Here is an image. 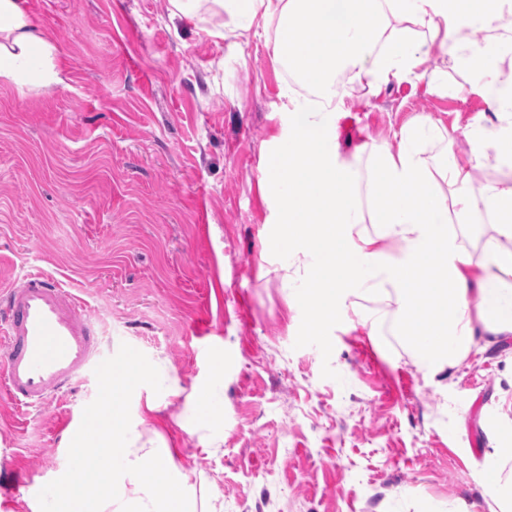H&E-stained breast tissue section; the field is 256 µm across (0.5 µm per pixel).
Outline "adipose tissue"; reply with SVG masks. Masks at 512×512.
Returning <instances> with one entry per match:
<instances>
[{
    "instance_id": "ef3b65f1",
    "label": "adipose tissue",
    "mask_w": 512,
    "mask_h": 512,
    "mask_svg": "<svg viewBox=\"0 0 512 512\" xmlns=\"http://www.w3.org/2000/svg\"><path fill=\"white\" fill-rule=\"evenodd\" d=\"M211 2L221 18L212 37L241 41L255 25L275 28L274 60L327 90L341 74L373 93L422 79L432 52L455 47L452 60L468 75L456 94L480 91L489 106L463 131L469 154L458 156L453 132L418 115L393 144L363 142L348 160L335 113L292 98L291 130L259 169L268 221L282 227L267 245L290 287H301L303 274H328L321 302L310 307L316 320L354 316L371 336L390 328L426 376L456 368L477 346L512 339V72L500 67L512 59V38L470 40L489 16H512V0ZM53 51L19 0H0V78L64 86ZM480 168L496 175L473 194ZM479 212L493 233L476 254L456 226ZM508 435L511 426L496 430L481 460L498 470L483 491L489 512H512V470L502 469Z\"/></svg>"
}]
</instances>
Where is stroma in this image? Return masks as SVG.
Here are the masks:
<instances>
[{
	"instance_id": "stroma-1",
	"label": "stroma",
	"mask_w": 512,
	"mask_h": 512,
	"mask_svg": "<svg viewBox=\"0 0 512 512\" xmlns=\"http://www.w3.org/2000/svg\"><path fill=\"white\" fill-rule=\"evenodd\" d=\"M53 41L66 87L0 80V276L38 266L74 288L103 357L129 344L159 369V410L130 403L143 439L223 512H488L489 429L512 422V340L434 380L405 342L359 323L313 330L267 251L259 165L291 119L274 32L235 46L169 0H21ZM430 73L466 75L436 53ZM427 78L336 108L342 156L415 115L464 127L483 98ZM224 412L198 417L212 381ZM95 376L27 417L0 394V512H40L67 468Z\"/></svg>"
}]
</instances>
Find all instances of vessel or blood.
<instances>
[{
  "label": "vessel or blood",
  "mask_w": 512,
  "mask_h": 512,
  "mask_svg": "<svg viewBox=\"0 0 512 512\" xmlns=\"http://www.w3.org/2000/svg\"><path fill=\"white\" fill-rule=\"evenodd\" d=\"M85 301L42 270L0 290V391L19 407L59 398L98 364Z\"/></svg>",
  "instance_id": "obj_1"
}]
</instances>
